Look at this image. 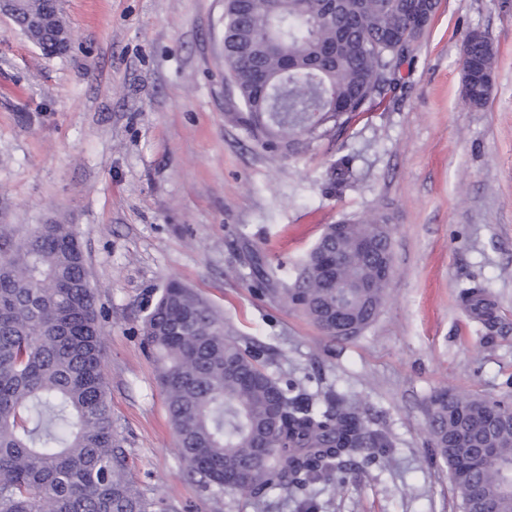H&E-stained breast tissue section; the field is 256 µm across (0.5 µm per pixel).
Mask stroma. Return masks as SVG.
Returning a JSON list of instances; mask_svg holds the SVG:
<instances>
[{
  "instance_id": "stroma-1",
  "label": "stroma",
  "mask_w": 512,
  "mask_h": 512,
  "mask_svg": "<svg viewBox=\"0 0 512 512\" xmlns=\"http://www.w3.org/2000/svg\"><path fill=\"white\" fill-rule=\"evenodd\" d=\"M48 57L0 16V224L74 225L103 316V370L127 472L167 512H461L431 460L440 390L512 399V0H440L389 100L299 156L233 114L224 0H61ZM496 55L487 106L461 95L464 35ZM348 157L339 185L331 164ZM388 216L393 273L376 320L334 340L260 294L249 253L287 286L325 225ZM258 344L303 392L361 404L388 448L304 497H214L175 447L144 319L169 281ZM488 292L486 313L461 291Z\"/></svg>"
}]
</instances>
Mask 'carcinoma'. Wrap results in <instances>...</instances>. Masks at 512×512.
I'll use <instances>...</instances> for the list:
<instances>
[{
	"mask_svg": "<svg viewBox=\"0 0 512 512\" xmlns=\"http://www.w3.org/2000/svg\"><path fill=\"white\" fill-rule=\"evenodd\" d=\"M439 0H226L224 64L242 111L235 114L272 153H302L357 115L382 105ZM67 29L62 15L41 35L52 53ZM463 93L485 105L494 51L480 32L462 44ZM389 218L329 224L294 281L271 288L331 338L374 322L385 300L375 257L360 243L392 251ZM0 512H158L127 477L125 450L112 429L103 376L97 299L83 283V256L72 224L0 225ZM144 333L160 363L158 380L178 452L188 473L217 497L233 491L261 499L301 492L357 456L376 458L384 437L368 428L359 405L315 400L274 377L262 348L244 346L224 319L177 281L163 289ZM466 415L482 420L488 398L463 395ZM429 434L451 475L469 455L454 427L448 393L430 402ZM499 458L512 462V428L498 429ZM493 512H512L506 476H478Z\"/></svg>",
	"mask_w": 512,
	"mask_h": 512,
	"instance_id": "obj_1",
	"label": "carcinoma"
}]
</instances>
